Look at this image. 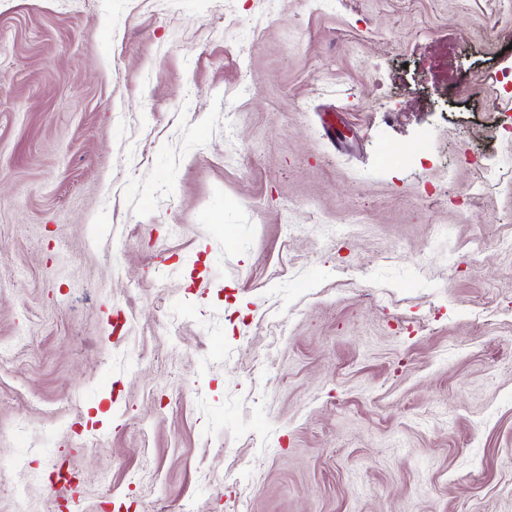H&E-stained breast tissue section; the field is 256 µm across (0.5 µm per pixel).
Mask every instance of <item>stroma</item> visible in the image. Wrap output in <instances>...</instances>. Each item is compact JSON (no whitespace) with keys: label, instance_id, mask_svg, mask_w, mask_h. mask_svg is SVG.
Masks as SVG:
<instances>
[{"label":"stroma","instance_id":"obj_1","mask_svg":"<svg viewBox=\"0 0 512 512\" xmlns=\"http://www.w3.org/2000/svg\"><path fill=\"white\" fill-rule=\"evenodd\" d=\"M511 70L500 0H0V512H512ZM469 163L474 167L476 173V182L473 185L474 190L478 191L486 185L498 184L500 181L501 169L496 163L494 155L472 156Z\"/></svg>","mask_w":512,"mask_h":512}]
</instances>
